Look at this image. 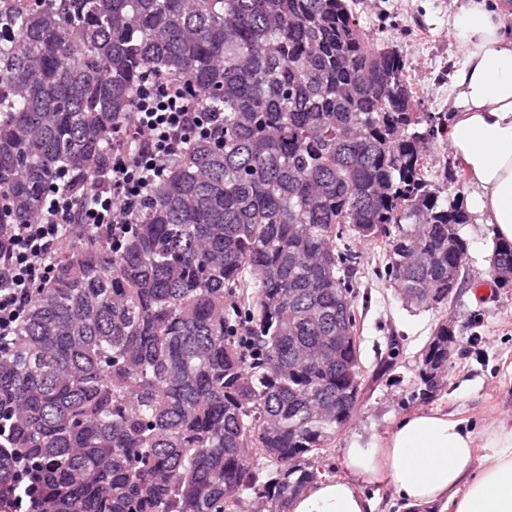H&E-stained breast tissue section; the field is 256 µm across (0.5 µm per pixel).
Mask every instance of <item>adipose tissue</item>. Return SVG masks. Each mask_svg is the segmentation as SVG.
Wrapping results in <instances>:
<instances>
[{
	"instance_id": "ef3b65f1",
	"label": "adipose tissue",
	"mask_w": 512,
	"mask_h": 512,
	"mask_svg": "<svg viewBox=\"0 0 512 512\" xmlns=\"http://www.w3.org/2000/svg\"><path fill=\"white\" fill-rule=\"evenodd\" d=\"M462 60L451 80L454 117L446 136L474 189L471 203L496 239L512 242V6L465 0L449 14ZM486 465L475 471V448ZM347 477L321 480L290 512H375L356 486L362 474L385 475L414 512H512V428L477 435L467 420L440 411L399 420L382 439L346 448Z\"/></svg>"
}]
</instances>
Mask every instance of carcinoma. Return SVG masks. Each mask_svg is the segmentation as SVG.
Listing matches in <instances>:
<instances>
[{
	"label": "carcinoma",
	"mask_w": 512,
	"mask_h": 512,
	"mask_svg": "<svg viewBox=\"0 0 512 512\" xmlns=\"http://www.w3.org/2000/svg\"><path fill=\"white\" fill-rule=\"evenodd\" d=\"M0 235L110 183L141 88L224 120L181 145L136 224L65 236L0 346V492L30 512H289L357 410L349 241L401 299L448 304L470 216L427 179L440 129L351 0H27L0 16ZM500 273L512 244L493 242ZM436 325L417 398L442 390Z\"/></svg>",
	"instance_id": "obj_1"
}]
</instances>
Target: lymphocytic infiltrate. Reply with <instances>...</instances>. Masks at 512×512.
<instances>
[{
  "mask_svg": "<svg viewBox=\"0 0 512 512\" xmlns=\"http://www.w3.org/2000/svg\"><path fill=\"white\" fill-rule=\"evenodd\" d=\"M218 119L214 112L193 111L181 90L142 88L124 126L139 149L132 155L113 154L111 185L99 193L95 206L77 212L66 197L51 196L40 223L13 225L10 237L0 238V342L12 336L33 291L48 280L49 257L61 241L62 226L104 225L117 230L133 223L136 204L149 197L181 144L197 129L214 131Z\"/></svg>",
  "mask_w": 512,
  "mask_h": 512,
  "instance_id": "f902f5d3",
  "label": "lymphocytic infiltrate"
}]
</instances>
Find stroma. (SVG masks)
I'll return each mask as SVG.
<instances>
[{"mask_svg":"<svg viewBox=\"0 0 512 512\" xmlns=\"http://www.w3.org/2000/svg\"><path fill=\"white\" fill-rule=\"evenodd\" d=\"M462 0H355V15L374 44L394 46L406 60L418 91L416 109L430 112L447 125L451 75L461 58V43L448 26V15ZM457 160L445 137L428 151L430 179L441 198L467 205L473 188L469 182L446 180ZM472 221L462 229L469 242L465 284L447 306L437 310L414 309L381 276L382 255L373 247L354 243L362 256L357 280L365 300L359 336L361 361L366 372L361 402L347 427L332 439L323 459L324 469L346 476L344 450L350 442L367 445L383 438L401 417L438 409L464 418L476 427L499 423L512 427V288L490 286L491 227L485 216L472 211ZM451 320L458 346L448 366L447 383L425 404L415 400L419 388L421 355L437 323ZM403 339L396 365L385 374L377 366L388 336Z\"/></svg>","mask_w":512,"mask_h":512,"instance_id":"1","label":"stroma"}]
</instances>
